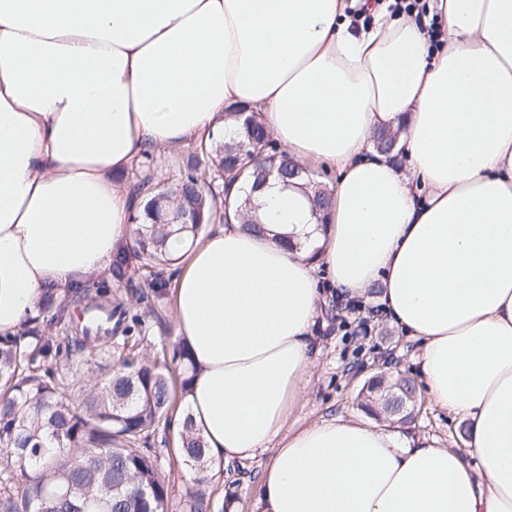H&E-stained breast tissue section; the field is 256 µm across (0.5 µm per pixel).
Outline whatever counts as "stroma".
<instances>
[{"mask_svg":"<svg viewBox=\"0 0 512 512\" xmlns=\"http://www.w3.org/2000/svg\"><path fill=\"white\" fill-rule=\"evenodd\" d=\"M113 303L123 304L129 314L140 315L142 324L128 336L112 340V350L97 358L83 357L81 368L94 375L97 363L108 362L110 356L139 351L154 358L172 353L178 336L171 312L170 298L156 304L136 303L134 295L146 290L144 278L133 283L110 282ZM376 299L368 298L350 306H333L315 334L321 352L311 376L303 382V396L287 418L289 428L298 429L322 420L361 414V393L368 380L378 373V360L389 358L401 371L417 375V345L390 325L384 313L378 312ZM376 428L466 451L467 444L456 416L431 404L420 395L415 417L400 424L385 417H372ZM149 446L157 456V472L168 489V512H183L189 491L194 490L192 472L175 452L172 432L156 430ZM268 455L244 462H234L210 472L206 495L207 512H263L259 474Z\"/></svg>","mask_w":512,"mask_h":512,"instance_id":"35a3bbf8","label":"stroma"}]
</instances>
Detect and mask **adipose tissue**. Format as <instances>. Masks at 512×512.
Listing matches in <instances>:
<instances>
[{"label":"adipose tissue","mask_w":512,"mask_h":512,"mask_svg":"<svg viewBox=\"0 0 512 512\" xmlns=\"http://www.w3.org/2000/svg\"><path fill=\"white\" fill-rule=\"evenodd\" d=\"M354 0H0V336L102 275L128 240L117 182L143 156L258 112L302 167L337 170L317 221L301 184L170 236L172 315L210 469L273 457L264 512H512V0H428L433 30ZM399 131L412 168L374 153ZM326 284H319L317 271ZM381 284L468 455L360 418L286 430L331 302Z\"/></svg>","instance_id":"ef3b65f1"}]
</instances>
